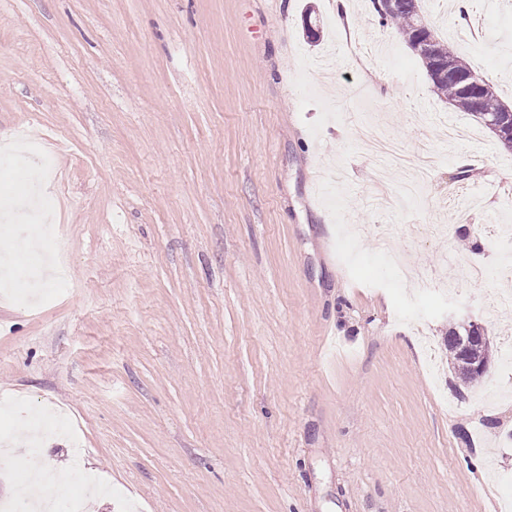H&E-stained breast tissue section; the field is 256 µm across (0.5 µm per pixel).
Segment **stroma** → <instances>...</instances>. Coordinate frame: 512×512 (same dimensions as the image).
<instances>
[{"instance_id":"obj_1","label":"stroma","mask_w":512,"mask_h":512,"mask_svg":"<svg viewBox=\"0 0 512 512\" xmlns=\"http://www.w3.org/2000/svg\"><path fill=\"white\" fill-rule=\"evenodd\" d=\"M370 0H0V198L41 192L64 284L0 287V433L84 488V512H501L512 487V150L437 97ZM423 16L512 105V0ZM317 39H310L307 26ZM371 117L438 163L416 200L377 210L413 166L367 151ZM478 129L448 146L440 118ZM468 159L474 174L460 176ZM441 238L412 233L441 218ZM431 279L403 314L373 234ZM493 357L461 387L449 328ZM85 450L70 471L73 441Z\"/></svg>"}]
</instances>
